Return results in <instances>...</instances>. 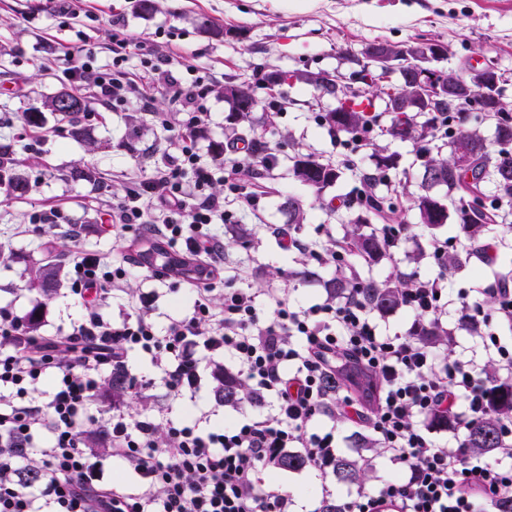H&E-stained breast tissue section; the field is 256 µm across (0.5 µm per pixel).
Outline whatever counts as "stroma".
I'll return each mask as SVG.
<instances>
[{
	"instance_id": "stroma-1",
	"label": "stroma",
	"mask_w": 512,
	"mask_h": 512,
	"mask_svg": "<svg viewBox=\"0 0 512 512\" xmlns=\"http://www.w3.org/2000/svg\"><path fill=\"white\" fill-rule=\"evenodd\" d=\"M158 8L143 15L139 0H83L78 14L59 12L56 0H0V141L16 142L18 157L26 164L32 190L22 199L0 194V245L11 254L8 263L0 262V306H13L25 314L40 297L27 290L24 276L33 261L43 257L46 248L74 258L94 252L111 258L114 265L126 267L128 277L114 290L104 308V316L118 320L130 311L140 294L152 295L150 315L158 327L169 318L185 314L192 306L194 293L175 279L154 277L138 266L134 257L143 231L133 228L124 233L112 230L110 213L125 194L127 185L142 181L155 172L173 167L178 144L173 137L185 120L170 93L153 91L151 110L130 101L102 109L97 119L87 121L93 141L73 139L59 130L55 115H47L50 135L35 143L23 135L21 116L27 108L43 101L62 88L76 87L69 70L80 61L103 67L112 58L104 45L112 33L113 22L124 23L141 49L133 53L127 67L139 73L142 55L156 51L193 65L200 75L209 77L210 94L206 101L209 118L196 134L202 162L221 165L218 148L224 142V128L231 122L224 100V84L231 79L259 80L274 71L309 69L350 73L354 66L349 55H360L374 41L406 42L417 37L437 40L449 48L439 69L466 73L470 66L494 58L509 82L512 97V0H156ZM257 113H264L270 99L282 101L277 122L266 129L277 164L262 168L255 158L239 154L238 164L249 172V188L259 194L256 206H243L228 199L236 221L251 224L256 236L248 248L232 246L224 252V279L237 288H248L258 295L281 290L291 303L304 307L323 302V280L335 276L334 268L318 266V278L302 275L299 256L280 249L273 238L275 228L285 224L280 210L286 198L301 200L307 218L298 235L319 250L330 239L341 236L342 226L357 214L342 207V200L361 189L360 176L374 170L371 148H364L353 159L354 167L343 179L314 197L307 186L289 172V158L295 153L310 154L322 161H339L345 156L319 121L333 106L332 98L321 96L311 85L290 82L274 90L258 89ZM399 159L397 169L389 171L387 183L377 184L382 194H397L399 206L392 215L395 224L407 231L389 255L361 276L383 281L397 274L434 275L438 267L433 258L420 264L409 260L417 249L427 248L431 238L448 242L452 251H463L466 241L456 223L437 230L420 224L410 198L419 190L420 160L413 141L378 137ZM91 167L105 179L106 189L69 176L72 169ZM69 205L78 233L69 238L63 226L33 224L31 214L49 205ZM41 335L53 336L81 318L84 307L60 288L45 303ZM125 366L134 379L151 381L149 402L135 400L123 412L132 417L164 415L178 420L184 414L202 424L233 425L258 414L272 411L270 403L243 404L232 409L218 405L211 396L212 363H204L197 390L170 399L158 386L159 371L147 357L133 354ZM276 486L292 490L304 487L302 512H318L323 498L346 499L353 486L333 475L306 468L288 472L269 467Z\"/></svg>"
}]
</instances>
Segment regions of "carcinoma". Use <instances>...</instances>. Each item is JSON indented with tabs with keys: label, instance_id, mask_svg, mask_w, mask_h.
<instances>
[{
	"label": "carcinoma",
	"instance_id": "obj_1",
	"mask_svg": "<svg viewBox=\"0 0 512 512\" xmlns=\"http://www.w3.org/2000/svg\"><path fill=\"white\" fill-rule=\"evenodd\" d=\"M358 69L349 75V80L369 79L365 83L362 94L348 101L343 112H325L320 116V123L331 134L343 133L351 138H358L364 133L368 121V112L362 108L363 103H370L374 111H381V105L395 95L404 103L406 109L416 105L419 91L415 88L409 74L399 71L397 82H392L391 76L383 73L376 74L369 67L366 52L354 59ZM328 71L313 72L308 69L278 73L265 77L270 85H282L294 78L299 82L314 86L327 92ZM257 86L247 81H229L224 84V101L229 105V111L234 121L232 138L248 145L252 156L266 160V142L255 134L252 113L257 106ZM68 100L72 111L63 113L59 103ZM495 109L500 113L499 123L493 132L494 148H489L488 139L482 132L484 115ZM50 111L61 119L71 123L69 135L80 141L88 138L87 130L75 122V118L88 111V97L77 90H62L43 102V109L31 108L23 113L24 126L38 129L44 126V111ZM474 114L475 123L461 124L455 131L448 134L449 154L433 150L429 140L435 138V122L444 118H453L454 114ZM428 123L430 132L417 129L414 124L398 115L391 119L389 134L394 139L411 140L419 144L418 152L421 163L420 191L414 197V208L420 223L435 230L448 223L450 214L448 205L436 194L439 188L446 189L447 198L456 203L454 212L462 215L460 230L469 242L472 253L483 255L484 240L489 232V226L497 218L496 201L512 200V100L503 95L499 89L496 94L480 88L466 92L462 98L453 104H443L429 113ZM464 147L472 157L473 166L470 169L457 167L456 150ZM374 172L362 177L366 184L365 199L355 203V207L376 217L393 214L397 210V199L390 196L378 195L374 187L378 179L387 172L397 168V156L386 152V148L376 146L372 154ZM292 175L306 185L316 197H321L325 188L337 184L343 176V168L347 162H323L311 155L296 154L291 157ZM21 161L12 143H0V190L8 196L22 197L30 190L29 181L20 170ZM492 177L495 188L494 199L490 200L483 193L484 182ZM70 177L87 181L97 188H104V182L99 174L90 168H76L70 172ZM287 216V227L299 226L306 220L304 204L295 198H287L281 205ZM370 222L361 223L357 220L347 224L343 229L342 241L349 244L353 256L359 258L371 267L379 263L390 252L391 246L375 229L369 228ZM253 235L252 229L244 224H230L225 236L224 245L230 246L247 242ZM138 263L148 268L162 270L184 269L182 256L169 248L162 240L150 241V249L144 254H138ZM65 263L50 260L35 263L27 270L26 287L37 292L43 299L50 300L63 285ZM323 287L328 299L344 300L353 290L363 292L369 309L385 317L403 307L405 288L409 284L397 277L382 282L356 280L349 273L340 271L335 277L323 281ZM419 339L427 346L435 349L448 350L451 344V333L442 324L420 326L417 331ZM485 376L494 382L492 401L487 413L479 420L466 427L463 447L477 456L491 457L499 454L503 447L502 421L512 416V377L503 378L497 372L488 368ZM216 385L213 389L214 400L224 406L236 407L242 403H258L260 396L251 391L246 383L237 375L221 368L215 371ZM130 376L121 364L112 367L111 375L104 382V390L112 396L113 404H127L131 400ZM352 388L362 396H373L376 382L362 369L349 365L345 367L336 381L331 383V392ZM360 451L354 455H338L332 463V471L336 479L347 485L362 486L370 480L371 467L363 458V451H376V442L366 436L357 439ZM276 465L288 471H300L307 466L305 457L297 452L282 454Z\"/></svg>",
	"mask_w": 512,
	"mask_h": 512
}]
</instances>
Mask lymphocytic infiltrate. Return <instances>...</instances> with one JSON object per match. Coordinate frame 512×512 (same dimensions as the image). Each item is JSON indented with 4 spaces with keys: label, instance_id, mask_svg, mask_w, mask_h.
Listing matches in <instances>:
<instances>
[{
    "label": "lymphocytic infiltrate",
    "instance_id": "1",
    "mask_svg": "<svg viewBox=\"0 0 512 512\" xmlns=\"http://www.w3.org/2000/svg\"><path fill=\"white\" fill-rule=\"evenodd\" d=\"M131 47L124 30H113L111 64L79 66L81 81L99 104L147 102L143 84L126 66ZM172 64L168 55L146 57L142 71L172 86L187 128H200L208 119L206 80L199 76L180 88ZM237 151L236 142L225 141L217 172L202 164L195 144L181 143L177 166L133 184L112 211L115 229L125 232L141 222L144 204L154 206L161 238L197 270L190 313L162 329L144 313L106 318L102 308L125 270L96 253L83 254L72 266L69 291L86 313L66 333L33 335L24 317L0 306V512H294L292 496L271 488L267 470L286 448L297 446L310 468L326 472L336 456V437L312 429L311 422L327 413L374 433L402 470L400 478L344 502L342 512H488L512 495L511 464L444 446L418 423L439 413L469 421L486 413L491 387L479 376V363L512 373V349L501 344L493 326L480 336L481 361L451 360L414 336L383 334L358 295L299 309L272 292V312L263 318L250 289L225 284L224 246L211 227L231 223L227 197L249 207L257 203L241 178ZM187 170L194 176L189 184L182 180ZM218 179L224 184L220 193L212 189ZM412 283L404 307L418 320L438 319L448 306L444 277L416 276ZM219 286L224 292L217 299ZM488 296L495 300L497 321L512 322V284L489 285L461 297L460 304L481 317ZM131 352L150 359L175 399L198 384L204 360L228 356L249 387L272 399L273 412L211 429L122 413L97 420L90 407L103 373ZM351 362L377 378L374 404L349 394L330 399L326 376ZM95 425L108 455L145 479L142 491L97 478L99 462L85 446ZM44 429L52 434L47 446L37 442ZM22 456L42 472L31 489L14 479Z\"/></svg>",
    "mask_w": 512,
    "mask_h": 512
}]
</instances>
